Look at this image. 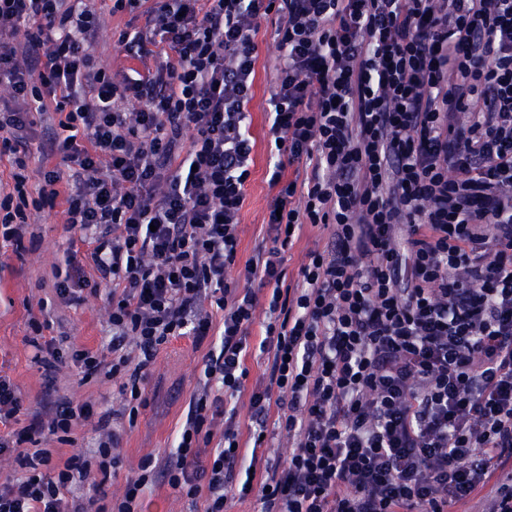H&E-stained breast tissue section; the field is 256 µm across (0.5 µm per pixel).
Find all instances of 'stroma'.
<instances>
[{
    "label": "stroma",
    "instance_id": "stroma-1",
    "mask_svg": "<svg viewBox=\"0 0 512 512\" xmlns=\"http://www.w3.org/2000/svg\"><path fill=\"white\" fill-rule=\"evenodd\" d=\"M90 7L102 24L93 48L95 62L108 65L116 73L136 68L116 47L121 29L128 24L143 26V19H131L128 13H113L112 0H92ZM270 88L264 71H257L254 98L249 110L250 132L256 141L251 175L244 186L245 203L239 225V261H246L253 249L267 241L266 225L269 187L267 110ZM63 202L44 205L32 211L31 224L24 238L25 249L14 253L12 247L0 249V375L10 378L29 413L51 419L56 401L92 403L96 419L87 421L73 432L76 447L94 456L102 431L118 439L120 462L109 477L92 472L91 483L76 484L73 496H97L101 506L111 508L120 498L128 479L137 477L142 461L150 455L165 456L175 452L189 403L203 377L208 345L194 346L191 337L171 340L159 350L150 368L135 420L122 415L118 381L93 378L80 381L74 369L61 368L53 385H46L43 369L32 345V322L46 323V336H65L67 345L100 351L112 340L108 309L104 297L84 295L79 301H65L55 290V269L64 267L72 253H84L80 233L68 229ZM108 415L107 427L97 418ZM139 512H203L204 501H191L167 483L148 484L137 501Z\"/></svg>",
    "mask_w": 512,
    "mask_h": 512
}]
</instances>
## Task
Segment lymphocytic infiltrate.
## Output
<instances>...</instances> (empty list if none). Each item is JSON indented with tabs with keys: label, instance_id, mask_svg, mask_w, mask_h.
I'll return each mask as SVG.
<instances>
[{
	"label": "lymphocytic infiltrate",
	"instance_id": "lymphocytic-infiltrate-1",
	"mask_svg": "<svg viewBox=\"0 0 512 512\" xmlns=\"http://www.w3.org/2000/svg\"><path fill=\"white\" fill-rule=\"evenodd\" d=\"M113 9L145 19L116 41L139 77L94 68L100 26L86 0H0V87L19 103L0 109V156L23 191L35 128L52 124L39 196L64 199L95 272L73 265L57 293L111 288V358L47 341L46 372L70 364L85 381L119 380L134 415L161 346L220 339L176 452L146 459L112 512H135L152 479L204 500V512H225L232 492L257 494L262 512H459L485 491L488 512H512V0ZM270 15L278 53L261 67L256 36ZM260 67L272 244L242 263ZM317 226L328 243L287 277L285 252ZM260 308L265 381L249 391ZM93 414L60 402L50 423L0 436V454L45 429L70 444ZM271 419L286 457L264 450ZM114 444L100 441L95 465L77 448L58 468L50 449L17 452L27 474L0 484V512H93L94 499L68 492L117 465Z\"/></svg>",
	"mask_w": 512,
	"mask_h": 512
}]
</instances>
